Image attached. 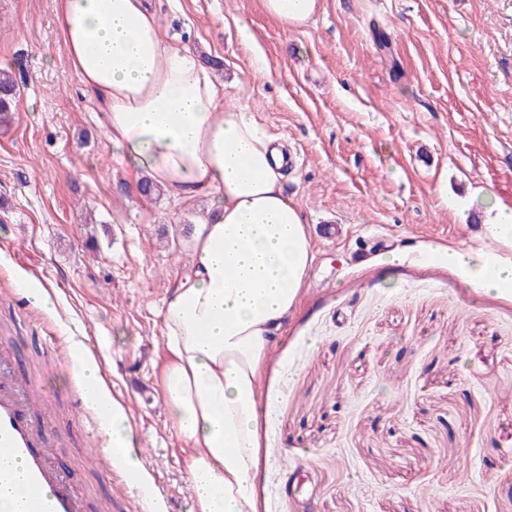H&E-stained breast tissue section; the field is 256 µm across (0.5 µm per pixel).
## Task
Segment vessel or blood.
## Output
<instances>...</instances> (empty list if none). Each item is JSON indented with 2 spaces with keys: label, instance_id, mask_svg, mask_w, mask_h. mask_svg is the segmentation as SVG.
I'll return each mask as SVG.
<instances>
[{
  "label": "vessel or blood",
  "instance_id": "obj_1",
  "mask_svg": "<svg viewBox=\"0 0 512 512\" xmlns=\"http://www.w3.org/2000/svg\"><path fill=\"white\" fill-rule=\"evenodd\" d=\"M14 363L12 351L0 346V487L22 478L26 494L19 512H88L85 494L52 463V430L33 423L39 416L52 418L54 406ZM15 463L21 467L17 475Z\"/></svg>",
  "mask_w": 512,
  "mask_h": 512
}]
</instances>
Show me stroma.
<instances>
[{"label":"stroma","instance_id":"stroma-1","mask_svg":"<svg viewBox=\"0 0 512 512\" xmlns=\"http://www.w3.org/2000/svg\"><path fill=\"white\" fill-rule=\"evenodd\" d=\"M155 4L163 38L218 61L225 104L298 158L284 187L315 258L262 372L257 512H512V296L444 256L512 207V0H320L288 28L261 0ZM54 8L0 0V67L34 106L0 122V327L18 368L76 406L54 457L75 485L145 512L99 464L108 437L61 354L73 334L162 512H194L159 310L190 263L180 230L210 205L144 196L113 161ZM23 276L55 286L54 309Z\"/></svg>","mask_w":512,"mask_h":512}]
</instances>
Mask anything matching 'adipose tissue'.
<instances>
[{
    "mask_svg": "<svg viewBox=\"0 0 512 512\" xmlns=\"http://www.w3.org/2000/svg\"><path fill=\"white\" fill-rule=\"evenodd\" d=\"M70 72L95 99L112 149L173 200L207 199L187 241L191 266L163 309L165 399L191 453L197 512H256L252 473L267 350L313 261L308 227L283 189L285 144L267 136L192 50L159 34L148 0H56ZM445 255L474 287L512 294V260L484 249ZM73 375L104 418L117 460L140 469L132 429L104 392L83 337Z\"/></svg>",
    "mask_w": 512,
    "mask_h": 512,
    "instance_id": "1",
    "label": "adipose tissue"
}]
</instances>
